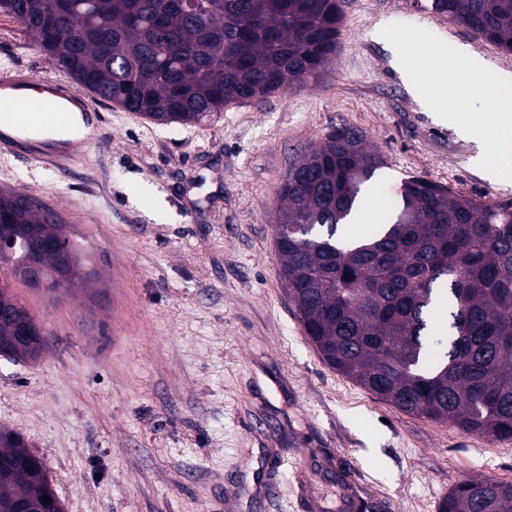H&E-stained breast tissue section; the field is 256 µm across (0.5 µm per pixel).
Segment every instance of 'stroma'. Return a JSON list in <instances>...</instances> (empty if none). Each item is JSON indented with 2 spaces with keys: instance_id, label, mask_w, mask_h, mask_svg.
<instances>
[{
  "instance_id": "1",
  "label": "stroma",
  "mask_w": 512,
  "mask_h": 512,
  "mask_svg": "<svg viewBox=\"0 0 512 512\" xmlns=\"http://www.w3.org/2000/svg\"><path fill=\"white\" fill-rule=\"evenodd\" d=\"M335 57L308 86L161 126L110 104L100 140L60 165L0 154V187L53 208L87 284L12 280L42 327L35 360L0 358V426L41 458L64 512H437L456 483L512 481V440L403 412L322 362L279 277V189L339 127L385 159L360 235L418 175L511 203L512 183L434 121L380 23L425 29L512 72V53L431 0H343ZM58 71L0 14V73Z\"/></svg>"
}]
</instances>
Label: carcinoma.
Segmentation results:
<instances>
[{"label": "carcinoma", "instance_id": "1", "mask_svg": "<svg viewBox=\"0 0 512 512\" xmlns=\"http://www.w3.org/2000/svg\"><path fill=\"white\" fill-rule=\"evenodd\" d=\"M431 8L512 52V0H431ZM51 64L105 100L161 124H198L224 106L299 88L336 53L339 0H0ZM381 154L338 128L289 169L274 234L285 292L322 360L400 410L512 437V205L487 204L422 177L400 185L383 224L338 235L367 199ZM0 241L15 263L38 248L53 289L68 241L57 212L0 191ZM0 293V349L36 359ZM44 465L0 427V503L50 509ZM437 512H512V482L464 481Z\"/></svg>", "mask_w": 512, "mask_h": 512}]
</instances>
